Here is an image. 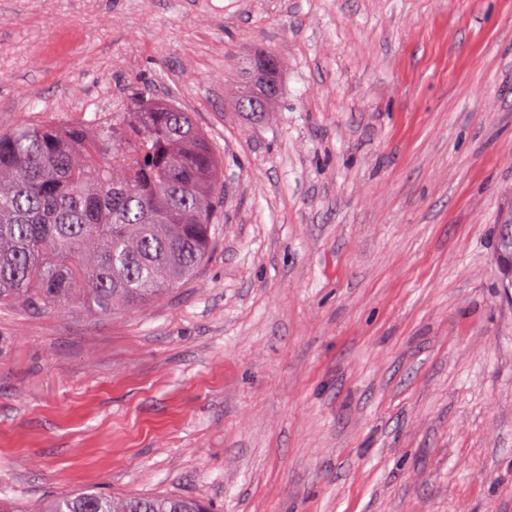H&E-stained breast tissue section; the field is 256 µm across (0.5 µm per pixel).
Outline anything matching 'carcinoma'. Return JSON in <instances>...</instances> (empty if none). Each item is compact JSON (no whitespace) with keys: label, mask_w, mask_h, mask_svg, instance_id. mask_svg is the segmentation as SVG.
I'll return each mask as SVG.
<instances>
[{"label":"carcinoma","mask_w":512,"mask_h":512,"mask_svg":"<svg viewBox=\"0 0 512 512\" xmlns=\"http://www.w3.org/2000/svg\"><path fill=\"white\" fill-rule=\"evenodd\" d=\"M246 62L238 107L278 81ZM101 125L24 122L0 132V302L92 314L138 309L187 279L220 222L219 161L190 113L143 102ZM121 133H116V130ZM41 512H206L192 499L93 492Z\"/></svg>","instance_id":"carcinoma-1"}]
</instances>
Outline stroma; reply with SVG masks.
I'll list each match as a JSON object with an SVG mask.
<instances>
[{"label": "stroma", "instance_id": "1", "mask_svg": "<svg viewBox=\"0 0 512 512\" xmlns=\"http://www.w3.org/2000/svg\"><path fill=\"white\" fill-rule=\"evenodd\" d=\"M136 92L203 129L222 218L145 308L0 303V500L512 512V0H0V132ZM262 52L255 54L253 57L249 58V60L246 62L245 67L243 68V84L241 87L240 95L238 97V107L243 112H251V105L249 102V98L252 95H260L263 93V89L265 87V84L273 81L278 83V60L276 58V63L274 69L258 75L254 72L249 73L247 69H251V62L254 58L259 56ZM247 102L248 105L244 106L242 103ZM244 107V108H243Z\"/></svg>", "mask_w": 512, "mask_h": 512}]
</instances>
